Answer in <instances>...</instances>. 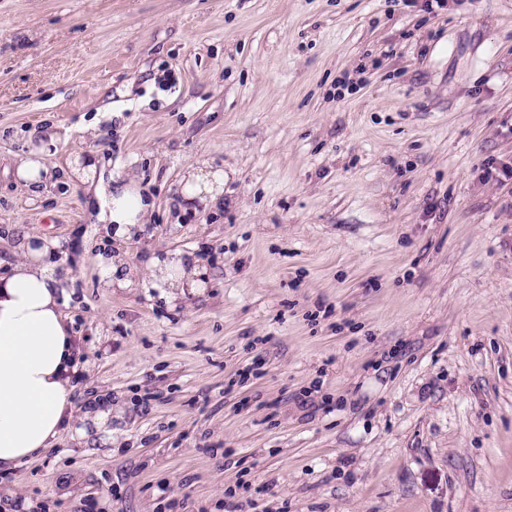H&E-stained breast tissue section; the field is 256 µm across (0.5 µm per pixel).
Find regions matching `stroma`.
Returning <instances> with one entry per match:
<instances>
[{
  "instance_id": "1",
  "label": "stroma",
  "mask_w": 512,
  "mask_h": 512,
  "mask_svg": "<svg viewBox=\"0 0 512 512\" xmlns=\"http://www.w3.org/2000/svg\"><path fill=\"white\" fill-rule=\"evenodd\" d=\"M425 2L0 0V275L61 243L72 404L112 400L0 512H512V0ZM80 156L155 202L134 287ZM191 166L223 208L178 205ZM179 253L194 294L143 287ZM60 141L61 139L56 133H45L40 138L42 148L19 159L16 166V178L22 185L27 188H36L43 182V173L47 175V170L42 162L45 151L49 146L57 145ZM95 261L110 279L111 283L113 281L120 286H128L131 284V280L128 278V275H123V267L125 263L119 254H114L110 251L106 254L100 253L96 255Z\"/></svg>"
}]
</instances>
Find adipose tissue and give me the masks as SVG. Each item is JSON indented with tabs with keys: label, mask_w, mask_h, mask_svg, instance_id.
<instances>
[{
	"label": "adipose tissue",
	"mask_w": 512,
	"mask_h": 512,
	"mask_svg": "<svg viewBox=\"0 0 512 512\" xmlns=\"http://www.w3.org/2000/svg\"><path fill=\"white\" fill-rule=\"evenodd\" d=\"M70 176L85 186L97 223L115 226L122 238L142 233L152 203L133 184L105 186L95 160L74 162ZM59 249L54 239L24 235L10 274L0 277V471L49 448L77 416L71 394L80 352L64 322L67 275L54 259ZM149 270L168 288L198 284L190 255L151 259ZM111 414V401L101 400L77 417L99 427Z\"/></svg>",
	"instance_id": "1"
}]
</instances>
